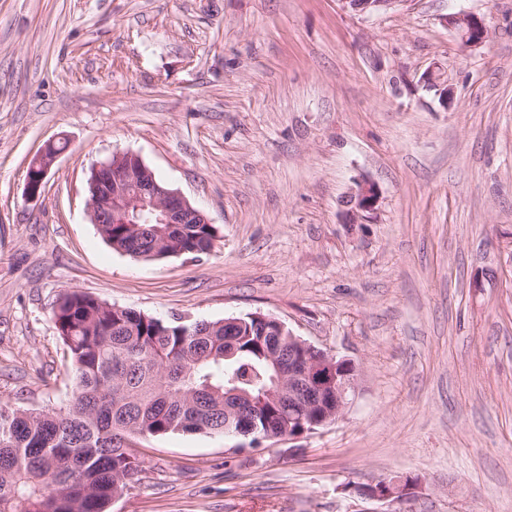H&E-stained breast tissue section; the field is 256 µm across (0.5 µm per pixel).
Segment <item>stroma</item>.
I'll list each match as a JSON object with an SVG mask.
<instances>
[{
  "label": "stroma",
  "instance_id": "obj_1",
  "mask_svg": "<svg viewBox=\"0 0 512 512\" xmlns=\"http://www.w3.org/2000/svg\"><path fill=\"white\" fill-rule=\"evenodd\" d=\"M472 13L463 48L441 22ZM439 69L448 104L421 76ZM66 143L38 200L30 162ZM139 155L218 229L137 261L87 216L93 165ZM377 189L356 223L355 178ZM512 0H0V402L66 406L67 291L161 319L261 312L350 359L342 419L292 440H133L110 512H512ZM403 0H340L343 8L357 13H377L394 8ZM443 22L458 37L463 48L476 49L488 39V29L478 18L463 12L445 15ZM418 487V480L411 477H396L382 479L375 484L361 487L360 494L366 499L380 502L386 506H392L400 504L413 496Z\"/></svg>",
  "mask_w": 512,
  "mask_h": 512
}]
</instances>
